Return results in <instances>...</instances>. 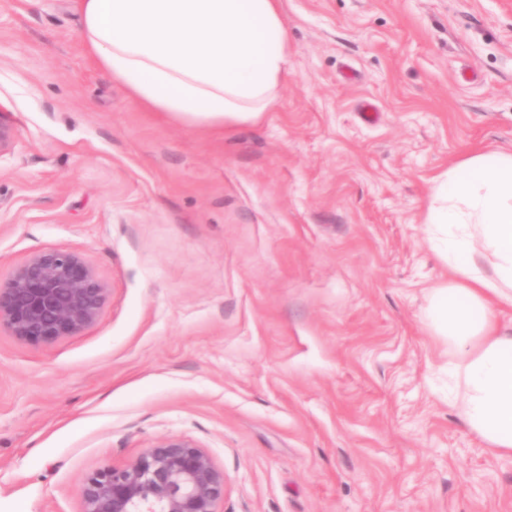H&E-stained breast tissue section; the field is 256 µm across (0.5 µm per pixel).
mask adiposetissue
Returning a JSON list of instances; mask_svg holds the SVG:
<instances>
[{
    "label": "adipose tissue",
    "instance_id": "1",
    "mask_svg": "<svg viewBox=\"0 0 512 512\" xmlns=\"http://www.w3.org/2000/svg\"><path fill=\"white\" fill-rule=\"evenodd\" d=\"M80 38L145 107L200 126L257 121L288 71L280 0H73ZM427 233L448 268L427 319L456 360L448 401L512 456V153L474 152L436 179Z\"/></svg>",
    "mask_w": 512,
    "mask_h": 512
}]
</instances>
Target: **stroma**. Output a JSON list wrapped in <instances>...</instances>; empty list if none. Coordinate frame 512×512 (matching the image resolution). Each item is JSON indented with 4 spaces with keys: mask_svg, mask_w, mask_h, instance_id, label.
<instances>
[{
    "mask_svg": "<svg viewBox=\"0 0 512 512\" xmlns=\"http://www.w3.org/2000/svg\"><path fill=\"white\" fill-rule=\"evenodd\" d=\"M281 4L274 104L208 127L134 99L72 0H0V278L58 248L110 288L81 335L0 332V512H80L164 438L223 469L217 512H512L424 319L435 178L512 152V0Z\"/></svg>",
    "mask_w": 512,
    "mask_h": 512,
    "instance_id": "obj_1",
    "label": "stroma"
}]
</instances>
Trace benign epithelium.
Masks as SVG:
<instances>
[{
  "mask_svg": "<svg viewBox=\"0 0 512 512\" xmlns=\"http://www.w3.org/2000/svg\"><path fill=\"white\" fill-rule=\"evenodd\" d=\"M14 128L0 113V153ZM109 288L77 250L37 252L0 279V331L32 346H50L100 319ZM225 477L195 443L167 438L122 467L95 471L81 487V512H217Z\"/></svg>",
  "mask_w": 512,
  "mask_h": 512,
  "instance_id": "benign-epithelium-1",
  "label": "benign epithelium"
}]
</instances>
